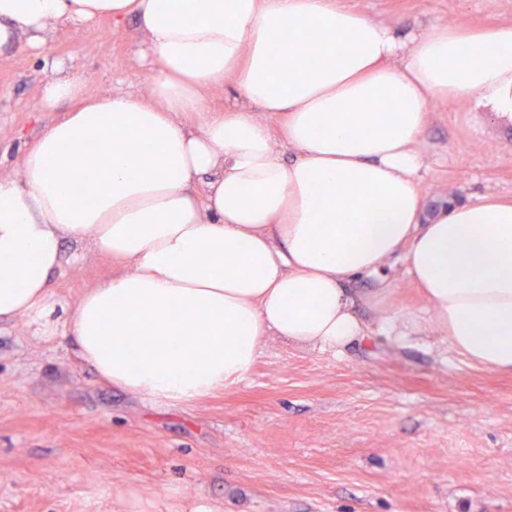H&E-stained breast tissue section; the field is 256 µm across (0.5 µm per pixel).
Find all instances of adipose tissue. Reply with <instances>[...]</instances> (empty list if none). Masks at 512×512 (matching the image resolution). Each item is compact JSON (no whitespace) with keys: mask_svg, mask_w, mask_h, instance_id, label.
Wrapping results in <instances>:
<instances>
[{"mask_svg":"<svg viewBox=\"0 0 512 512\" xmlns=\"http://www.w3.org/2000/svg\"><path fill=\"white\" fill-rule=\"evenodd\" d=\"M102 17L137 20L150 94L89 96L73 71L45 85L44 106L71 107L0 177V316L44 315L64 240H84L123 271L77 303V355L189 403L241 381L265 337L337 354L408 325L396 264L456 353L512 373V199L432 204L418 149L439 99L512 120V24L404 33L342 0H0V46ZM225 83L233 105L191 123Z\"/></svg>","mask_w":512,"mask_h":512,"instance_id":"1","label":"adipose tissue"}]
</instances>
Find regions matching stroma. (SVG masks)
Returning a JSON list of instances; mask_svg holds the SVG:
<instances>
[{"instance_id": "stroma-1", "label": "stroma", "mask_w": 512, "mask_h": 512, "mask_svg": "<svg viewBox=\"0 0 512 512\" xmlns=\"http://www.w3.org/2000/svg\"><path fill=\"white\" fill-rule=\"evenodd\" d=\"M399 30L512 24V0H345ZM86 92H150L135 19L57 27L45 52L0 48V177L68 110L41 105L55 65ZM423 191L512 197V123L434 103ZM48 316L0 318V512H512V374L471 365L427 324L343 353L268 337L240 383L163 404L105 382L64 336L117 274L74 240Z\"/></svg>"}]
</instances>
